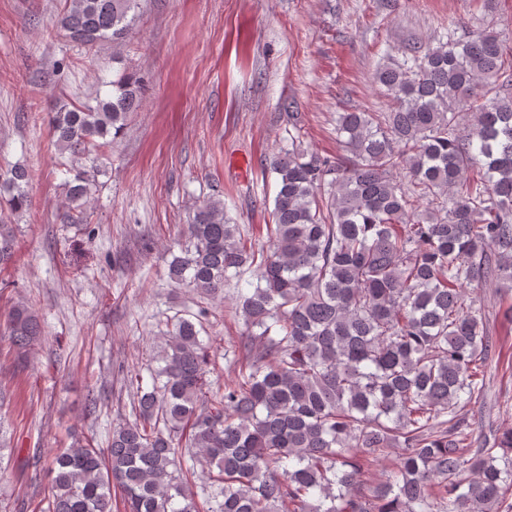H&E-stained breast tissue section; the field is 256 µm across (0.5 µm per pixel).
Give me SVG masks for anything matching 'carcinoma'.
<instances>
[{
  "label": "carcinoma",
  "mask_w": 512,
  "mask_h": 512,
  "mask_svg": "<svg viewBox=\"0 0 512 512\" xmlns=\"http://www.w3.org/2000/svg\"><path fill=\"white\" fill-rule=\"evenodd\" d=\"M135 8L68 0L59 22L115 48ZM374 78L391 111L338 116L349 157L293 137L273 161L267 248L211 199L170 252L169 278L207 300L258 272L229 297L245 327L236 379L212 388L201 316H173L151 390L130 374L134 419L105 449L81 436L49 461L47 512H112L115 488L124 512H512V429L462 416L483 403L497 353L465 290L496 283L512 324V56L493 31L450 30ZM112 87L48 113L59 150L85 161L65 183L76 208L102 173L96 140L117 137L142 98L133 71ZM28 180L19 164L0 171V211L29 205ZM14 253L0 224V267ZM4 326L25 350L42 335L25 305ZM393 451L396 470L367 479ZM189 459L217 469L198 492Z\"/></svg>",
  "instance_id": "cac0c4a2"
}]
</instances>
